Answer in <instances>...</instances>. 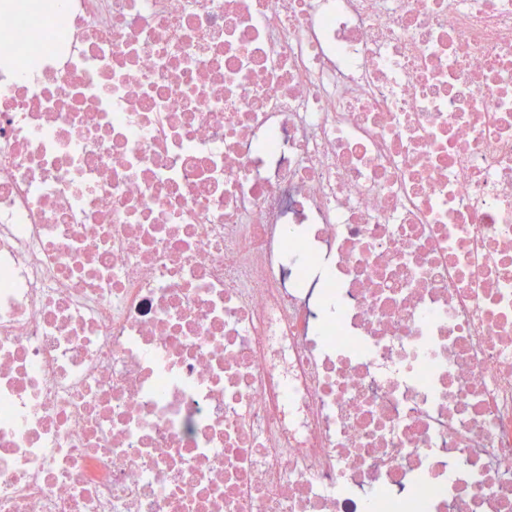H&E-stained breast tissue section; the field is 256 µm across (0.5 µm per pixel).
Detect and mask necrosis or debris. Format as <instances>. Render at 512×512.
Wrapping results in <instances>:
<instances>
[{"instance_id":"1","label":"necrosis or debris","mask_w":512,"mask_h":512,"mask_svg":"<svg viewBox=\"0 0 512 512\" xmlns=\"http://www.w3.org/2000/svg\"><path fill=\"white\" fill-rule=\"evenodd\" d=\"M0 512H512V0H0Z\"/></svg>"}]
</instances>
